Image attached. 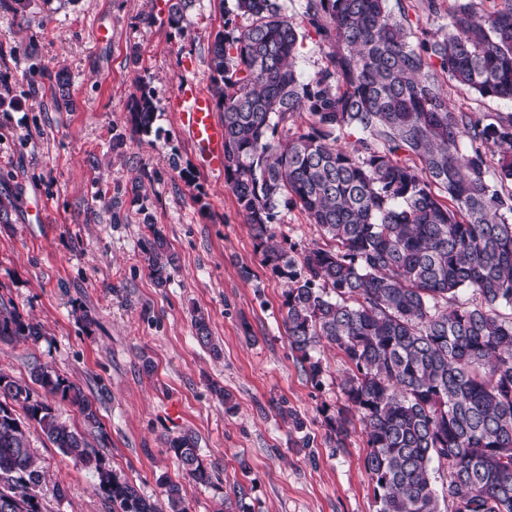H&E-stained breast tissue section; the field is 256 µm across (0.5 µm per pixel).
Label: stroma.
Here are the masks:
<instances>
[{
  "label": "stroma",
  "instance_id": "stroma-1",
  "mask_svg": "<svg viewBox=\"0 0 512 512\" xmlns=\"http://www.w3.org/2000/svg\"><path fill=\"white\" fill-rule=\"evenodd\" d=\"M234 4L195 0L181 36L168 24V0H30L18 14L0 5V78L11 100L0 107V198L13 203L0 223V304L42 331L35 343L0 341V371L26 381L46 365L80 385L101 430L87 432L60 397L38 386L33 394L151 501H162L171 480L188 512H223L240 486L255 512H376L361 425L343 447L326 440L346 363L317 347L315 381L296 360L284 326L287 280L262 264L223 174L201 169L169 109L183 79L212 92L209 51ZM61 73L70 110L55 106ZM145 85L157 105L146 136L128 121ZM446 89L454 110L512 113L511 102L452 81ZM31 192L47 201L46 223L23 221ZM155 229L176 257L163 287L142 258ZM275 231L292 256L324 241L292 204ZM197 308L218 352L194 337ZM214 382L229 404L212 393ZM284 405L303 430L281 417ZM185 431L198 439L210 485L184 478L166 450L167 438ZM27 436L45 473L43 512H118L96 476L35 423Z\"/></svg>",
  "mask_w": 512,
  "mask_h": 512
}]
</instances>
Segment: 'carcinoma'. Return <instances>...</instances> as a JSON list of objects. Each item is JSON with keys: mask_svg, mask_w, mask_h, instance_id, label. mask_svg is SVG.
<instances>
[{"mask_svg": "<svg viewBox=\"0 0 512 512\" xmlns=\"http://www.w3.org/2000/svg\"><path fill=\"white\" fill-rule=\"evenodd\" d=\"M191 3L170 6L180 34ZM482 4L454 0L438 35L413 32L402 0L395 9L389 0H305L304 35L279 0H235L247 24L226 19L212 44L225 184L262 263L289 282L284 323L304 370L322 375L312 355L322 344L349 366L344 403L326 418L328 440L342 444L359 417L377 512H441L442 498L456 512H512V192L498 189L512 182V114L489 122L456 112L442 83L512 102V0ZM308 34L324 65L304 80L296 59ZM301 113L306 130L288 135V118ZM155 119L144 86L129 121L147 135ZM346 130L357 133L352 149L340 144ZM283 204L300 207L329 242L289 255L274 242ZM143 260L165 286L176 258L156 228ZM466 292L479 303L458 301ZM192 328L219 354L203 311ZM40 337L0 306V341ZM30 380L100 428L79 385L44 365ZM16 405L53 447L97 474L121 512H187L178 483L164 484L165 506L147 501L28 383L1 371L0 512H41L44 475ZM166 445L189 478L211 483L195 435ZM435 461L448 467L440 491Z\"/></svg>", "mask_w": 512, "mask_h": 512, "instance_id": "1", "label": "carcinoma"}]
</instances>
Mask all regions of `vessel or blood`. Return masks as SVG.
Masks as SVG:
<instances>
[{"label": "vessel or blood", "instance_id": "obj_1", "mask_svg": "<svg viewBox=\"0 0 512 512\" xmlns=\"http://www.w3.org/2000/svg\"><path fill=\"white\" fill-rule=\"evenodd\" d=\"M203 166L210 171L224 168V128L214 118L213 101L192 80H184L170 101Z\"/></svg>", "mask_w": 512, "mask_h": 512}]
</instances>
